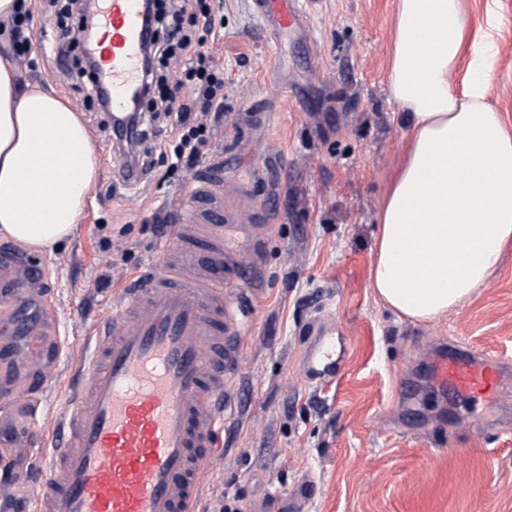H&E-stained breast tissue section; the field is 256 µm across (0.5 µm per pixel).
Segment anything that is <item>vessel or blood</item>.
Segmentation results:
<instances>
[{
    "label": "vessel or blood",
    "instance_id": "obj_1",
    "mask_svg": "<svg viewBox=\"0 0 512 512\" xmlns=\"http://www.w3.org/2000/svg\"><path fill=\"white\" fill-rule=\"evenodd\" d=\"M84 46L99 62L113 114L127 112L141 84V49L151 22L143 0H101ZM271 33L304 25L299 0H253ZM238 227L224 221V163L204 166L192 189L170 211L159 261L124 280L104 317L79 343V374L64 389L51 435L32 433L45 478L18 490L14 472L0 484L15 490L12 512H196L197 494L224 425L229 365L225 337L235 275L229 250ZM25 285L0 293V318L24 331ZM302 359L308 384L342 378L348 346L319 320L308 329ZM48 362L23 390L0 393V406L41 413L39 392L57 381L60 343L39 337ZM433 386L458 401L501 399L512 390V359L459 342L431 354Z\"/></svg>",
    "mask_w": 512,
    "mask_h": 512
}]
</instances>
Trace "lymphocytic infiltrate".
Segmentation results:
<instances>
[{
	"instance_id": "obj_1",
	"label": "lymphocytic infiltrate",
	"mask_w": 512,
	"mask_h": 512,
	"mask_svg": "<svg viewBox=\"0 0 512 512\" xmlns=\"http://www.w3.org/2000/svg\"><path fill=\"white\" fill-rule=\"evenodd\" d=\"M57 7V39L53 52L66 79H80L89 96H96L98 71L83 59L87 24L86 0H47ZM150 19L152 61L142 69L146 103L132 157L121 164L152 177L158 161L170 171L193 166L203 155L214 117L224 112V68L208 41L215 35L210 0H159ZM183 65L185 78L168 84L167 73Z\"/></svg>"
}]
</instances>
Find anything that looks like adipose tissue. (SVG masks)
<instances>
[{"instance_id": "ef3b65f1", "label": "adipose tissue", "mask_w": 512, "mask_h": 512, "mask_svg": "<svg viewBox=\"0 0 512 512\" xmlns=\"http://www.w3.org/2000/svg\"><path fill=\"white\" fill-rule=\"evenodd\" d=\"M470 34L461 0L397 2L390 94L410 133L371 279L410 320H437L489 287L512 242V133L485 100L491 52L463 58ZM97 166L77 112L0 56V236L34 251L65 240Z\"/></svg>"}]
</instances>
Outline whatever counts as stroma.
I'll return each instance as SVG.
<instances>
[{"label": "stroma", "instance_id": "obj_1", "mask_svg": "<svg viewBox=\"0 0 512 512\" xmlns=\"http://www.w3.org/2000/svg\"><path fill=\"white\" fill-rule=\"evenodd\" d=\"M33 34L19 75L79 106L83 91L50 59L55 17L22 0ZM397 0H307L303 28L269 37L252 0H212L210 48L224 66V116L209 159L224 160V221L238 225L236 256L254 263L236 287L240 315L232 387L218 453L199 492L203 512H283L311 484L302 512H512V424L497 409L447 408L430 388L414 404L395 387L441 337L512 356V243L490 287L447 317L420 323L377 300L371 267L386 185L407 131L389 92L388 48ZM469 50L494 45L487 101L512 132V0H462ZM294 91V103L285 94ZM98 198L70 237L42 251L66 342L59 363L76 373V336L103 314L123 280L157 261L155 242L196 168L159 166L141 190L109 193L111 146L92 137ZM328 315L351 345L339 384L307 385L306 329ZM26 420H0V463L35 466Z\"/></svg>", "mask_w": 512, "mask_h": 512}]
</instances>
